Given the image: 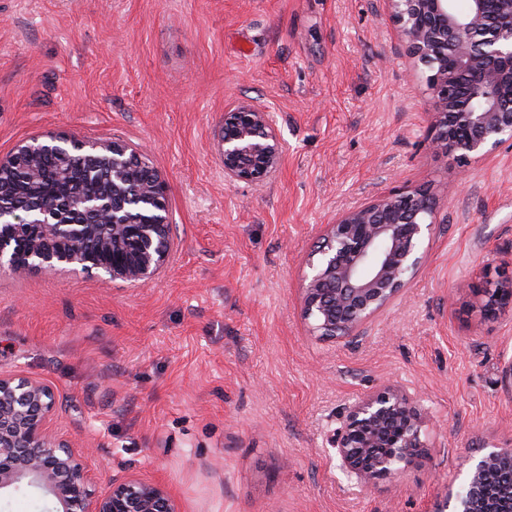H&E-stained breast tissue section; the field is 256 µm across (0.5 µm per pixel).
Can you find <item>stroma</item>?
<instances>
[{
    "label": "stroma",
    "instance_id": "35a3bbf8",
    "mask_svg": "<svg viewBox=\"0 0 512 512\" xmlns=\"http://www.w3.org/2000/svg\"><path fill=\"white\" fill-rule=\"evenodd\" d=\"M270 111L265 182L228 181L224 114ZM424 75L386 0H0V158L66 133L143 150L167 187L168 266L138 288L0 272V371L51 382L96 488L137 476L181 512H434L512 448V143L428 147ZM439 198L422 268L353 341L314 337L301 275L325 225L398 189ZM392 385L427 452L359 486L329 437ZM481 309L486 318H494L512 306V279L497 283L493 288L480 289Z\"/></svg>",
    "mask_w": 512,
    "mask_h": 512
}]
</instances>
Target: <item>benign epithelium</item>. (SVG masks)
<instances>
[{
  "mask_svg": "<svg viewBox=\"0 0 512 512\" xmlns=\"http://www.w3.org/2000/svg\"><path fill=\"white\" fill-rule=\"evenodd\" d=\"M406 56L425 72L431 137L429 147L460 160L489 154L512 140V0H468L457 11L453 0H386ZM62 152L89 151L112 160V190L138 181V199L151 212L142 224L130 223L117 210L104 211L95 195L87 208L100 213L99 224H78L55 201L24 211L0 209V271L21 276L29 271L69 266L95 275L105 284L139 287L167 264L171 232L166 185L155 171L141 179L138 168L115 155L142 154L126 143H103L78 135H51L42 140ZM224 177L260 183L281 163L282 150L272 131L268 110L240 104L224 113L221 140ZM38 156L23 143L0 159L1 178L22 160ZM436 197L394 191L348 209L325 227L303 273L302 316L321 340L349 341L395 300L422 263L418 254L431 233ZM23 224L38 231L22 248L14 242ZM69 240V250L54 253L45 243ZM481 309L494 318L512 306V279L480 290ZM59 395L50 383L0 371V493L35 488L52 498L51 512H179L165 487L135 477L114 478L106 490L93 488L87 459L52 427ZM425 416L406 392L387 385L353 405L331 445L342 468L367 487L398 474L424 454ZM512 448H494L450 491L437 512H473L482 499L485 512H512V499L479 479L495 459Z\"/></svg>",
  "mask_w": 512,
  "mask_h": 512,
  "instance_id": "7a95c632",
  "label": "benign epithelium"
}]
</instances>
